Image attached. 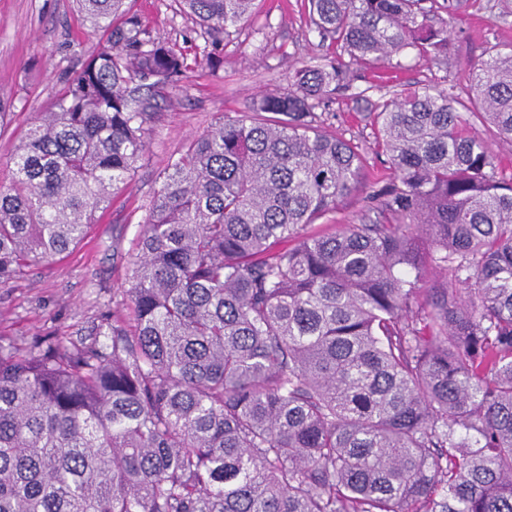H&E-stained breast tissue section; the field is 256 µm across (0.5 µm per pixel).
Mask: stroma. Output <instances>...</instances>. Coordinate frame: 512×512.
Listing matches in <instances>:
<instances>
[{
	"instance_id": "stroma-1",
	"label": "stroma",
	"mask_w": 512,
	"mask_h": 512,
	"mask_svg": "<svg viewBox=\"0 0 512 512\" xmlns=\"http://www.w3.org/2000/svg\"><path fill=\"white\" fill-rule=\"evenodd\" d=\"M128 4L150 35L182 52L191 68L160 101L148 125L144 160L86 238L64 258L30 266L20 279L0 285L2 348L25 351L49 335L79 345L103 318L124 311L135 242L171 157L220 117L243 115L259 94L286 88L296 69L339 56L331 40L311 32L308 0H254L249 19L219 42L223 64L216 70L203 64L205 41L178 0ZM446 21L447 58L431 63L410 57L400 68L352 67V91L336 92L318 108L324 130L358 144L367 178L384 173V155L356 91L430 85L464 100L470 66L485 59L491 46L512 44V0H466ZM106 39L74 0H0V186L12 181L8 157L32 118L53 109L67 79Z\"/></svg>"
}]
</instances>
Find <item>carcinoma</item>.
Instances as JSON below:
<instances>
[{
  "mask_svg": "<svg viewBox=\"0 0 512 512\" xmlns=\"http://www.w3.org/2000/svg\"><path fill=\"white\" fill-rule=\"evenodd\" d=\"M182 2L211 38L253 4ZM426 2L309 0L310 21L360 67L437 62L448 24ZM75 3L106 45L10 155L0 285L84 240L188 70L126 0ZM468 79V105L355 93L391 176L334 233L314 223L365 169L318 129L350 88L340 64L189 141L137 238L127 315L79 346L0 347V512H512V179L474 124L512 143V46Z\"/></svg>",
  "mask_w": 512,
  "mask_h": 512,
  "instance_id": "1",
  "label": "carcinoma"
}]
</instances>
